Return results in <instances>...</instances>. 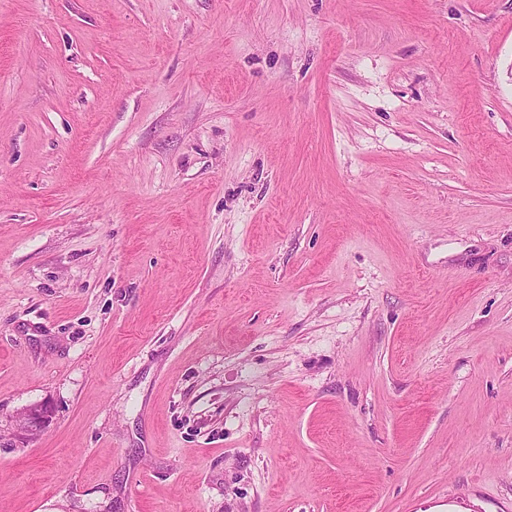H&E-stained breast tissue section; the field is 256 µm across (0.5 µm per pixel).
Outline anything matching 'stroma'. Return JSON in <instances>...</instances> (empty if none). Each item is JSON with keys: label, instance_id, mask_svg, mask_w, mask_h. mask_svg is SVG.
<instances>
[{"label": "stroma", "instance_id": "35a3bbf8", "mask_svg": "<svg viewBox=\"0 0 512 512\" xmlns=\"http://www.w3.org/2000/svg\"><path fill=\"white\" fill-rule=\"evenodd\" d=\"M0 512H512V0H0Z\"/></svg>", "mask_w": 512, "mask_h": 512}]
</instances>
